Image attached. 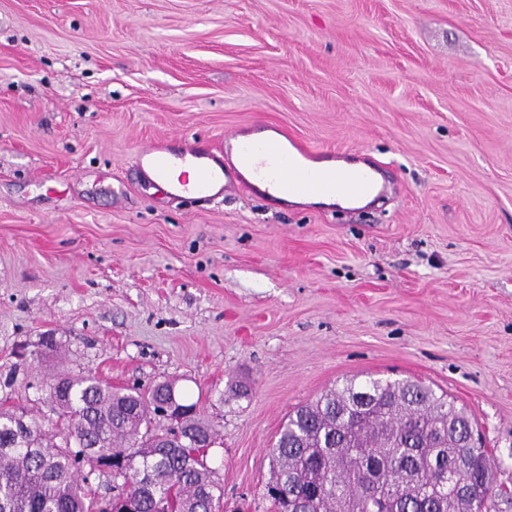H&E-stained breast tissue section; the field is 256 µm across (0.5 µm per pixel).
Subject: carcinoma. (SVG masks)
<instances>
[{"instance_id":"obj_1","label":"carcinoma","mask_w":512,"mask_h":512,"mask_svg":"<svg viewBox=\"0 0 512 512\" xmlns=\"http://www.w3.org/2000/svg\"><path fill=\"white\" fill-rule=\"evenodd\" d=\"M175 384L118 387L59 371L43 389L55 418L18 425L33 405L0 409V512H98L91 477L112 483V512H206L220 503L217 472L197 462L216 432L197 404L180 400L189 438L177 443L158 421ZM464 408L418 381L344 380L297 407L269 451L266 484L276 512H483L492 454L463 445Z\"/></svg>"}]
</instances>
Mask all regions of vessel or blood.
Masks as SVG:
<instances>
[{
    "label": "vessel or blood",
    "mask_w": 512,
    "mask_h": 512,
    "mask_svg": "<svg viewBox=\"0 0 512 512\" xmlns=\"http://www.w3.org/2000/svg\"><path fill=\"white\" fill-rule=\"evenodd\" d=\"M234 153L231 164L204 148L173 151L161 144L138 150L135 166L143 176L166 186L174 197H219L237 186H252L254 180L296 196L335 195L356 201L378 197L383 184L369 164L351 166L344 153L315 151L295 142L261 140L245 142L237 135L226 137ZM328 162V169L311 172L307 162Z\"/></svg>",
    "instance_id": "1"
}]
</instances>
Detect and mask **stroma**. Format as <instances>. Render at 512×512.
Masks as SVG:
<instances>
[{
    "label": "stroma",
    "mask_w": 512,
    "mask_h": 512,
    "mask_svg": "<svg viewBox=\"0 0 512 512\" xmlns=\"http://www.w3.org/2000/svg\"><path fill=\"white\" fill-rule=\"evenodd\" d=\"M267 129L381 165L389 201H167L135 171ZM57 371L175 382L221 434L224 512H274L297 406L420 380L512 512V0H0V399Z\"/></svg>",
    "instance_id": "1"
}]
</instances>
